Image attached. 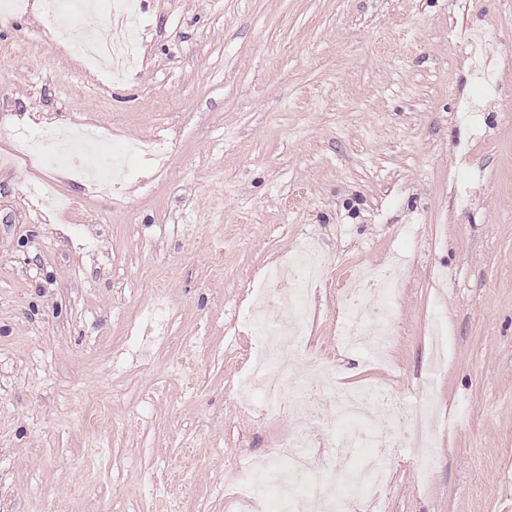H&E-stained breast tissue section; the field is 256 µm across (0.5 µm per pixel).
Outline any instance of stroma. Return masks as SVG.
I'll return each instance as SVG.
<instances>
[{
    "label": "stroma",
    "mask_w": 512,
    "mask_h": 512,
    "mask_svg": "<svg viewBox=\"0 0 512 512\" xmlns=\"http://www.w3.org/2000/svg\"><path fill=\"white\" fill-rule=\"evenodd\" d=\"M138 0V63L85 66L43 7L0 25V512H265L239 490L303 407L234 387L265 267L329 262L308 336L337 392L432 404L359 512H512V0ZM477 27L501 90L465 118ZM94 121L110 194L17 140ZM468 178L473 202L457 207ZM400 256L388 363L336 334L348 265Z\"/></svg>",
    "instance_id": "obj_1"
}]
</instances>
